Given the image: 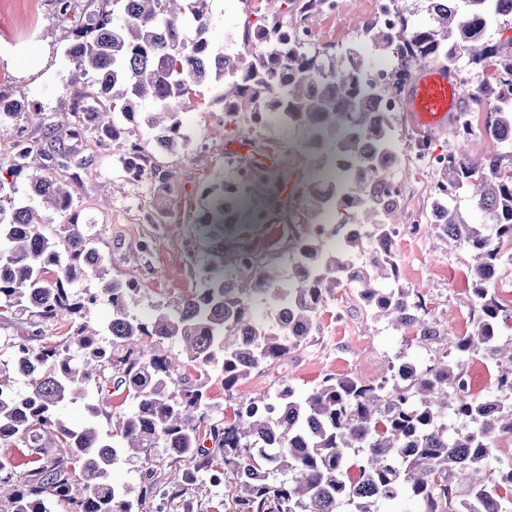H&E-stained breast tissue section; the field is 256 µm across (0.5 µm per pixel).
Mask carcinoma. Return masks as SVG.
Masks as SVG:
<instances>
[{"mask_svg":"<svg viewBox=\"0 0 512 512\" xmlns=\"http://www.w3.org/2000/svg\"><path fill=\"white\" fill-rule=\"evenodd\" d=\"M325 0H297L288 24L311 22ZM88 27L72 33L66 50L70 69L64 90L83 84L89 93L73 99L71 139L90 128L115 143L123 127L114 113L144 124L155 144L174 151L186 146L178 109L212 82L223 83L224 111L260 106L287 115L304 128L309 142L321 145L318 165L338 182L330 195L305 192L303 204L315 222L333 209L342 222L373 226L382 236L391 224L405 221L401 205L368 192L371 180L398 164L393 156V113L371 105L381 94L401 93L409 66L436 61L459 48L472 70L497 65L512 69V39L492 35L487 15L512 18V0H388L396 17L392 27L366 25L367 40L401 61L387 82L376 87L368 78V60L351 46L320 57L278 45L280 21L262 20L263 44L245 35V51L229 53L211 39L210 0H105ZM491 104L479 137L512 142V84L490 87ZM152 110H142L144 103ZM24 102L0 91V122L27 114ZM466 142L448 148V165L437 169L442 202L426 232L451 249H467L474 262L467 273L475 315L473 329L454 342L458 359L434 358L390 363L376 383L329 375L304 392L285 385L234 401L236 388L268 362L285 360L317 330L324 298L344 284L342 273L356 263L351 285L375 321H383L415 341L429 345L445 334L427 318L424 295L399 283L394 258L370 250L362 261L320 239L292 240L302 253L283 281L265 264L251 236L225 232L224 206L229 191L220 183L207 191V224L220 231L214 251L232 254L235 272L208 266L194 293L147 318L134 313L138 289L108 279L109 261L96 247L94 225L72 211L74 191L47 174L28 173L31 150L15 143L0 158V320L19 313L32 324L61 312L77 317L72 333L53 346L34 345L39 330L14 338V359L0 360V445L22 446L36 454L23 483L0 462V512H51L65 502L70 512H141L157 504L159 491L194 512L193 493L203 475L224 484L225 512H378L380 504L411 496L422 512H508L512 469L492 476L498 438L512 436V342L497 340L500 322L512 317L489 287L491 272L505 259L503 243L512 245V161L495 152L479 157ZM120 160L126 170L147 176L144 147L125 144ZM353 158L344 175L334 159ZM253 168L251 191L277 198L278 177L265 164ZM463 195L468 209L458 205ZM68 212V223L49 230L44 212ZM92 277L97 287L81 294L75 283ZM107 296L112 318L101 332L84 313ZM286 307L282 323L252 316L256 299ZM184 344L185 358L168 355L166 344ZM486 352L497 370L491 396L462 391V358ZM220 367L231 417L209 421L206 387L209 368ZM111 370L114 384L134 402L129 413L115 416L109 437L91 423L75 425L60 407L101 387ZM194 370L192 376L189 370ZM23 384L25 393L16 392ZM217 445L220 454L205 448ZM166 448L192 461L176 478H155L147 467L138 488L116 487L109 469L124 453L145 454ZM468 481L457 491L459 478Z\"/></svg>","mask_w":512,"mask_h":512,"instance_id":"1","label":"carcinoma"}]
</instances>
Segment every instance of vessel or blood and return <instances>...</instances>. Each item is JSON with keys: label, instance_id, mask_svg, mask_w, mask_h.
Listing matches in <instances>:
<instances>
[{"label": "vessel or blood", "instance_id": "vessel-or-blood-1", "mask_svg": "<svg viewBox=\"0 0 512 512\" xmlns=\"http://www.w3.org/2000/svg\"><path fill=\"white\" fill-rule=\"evenodd\" d=\"M462 95L455 75L444 63L418 67L408 79L402 107L421 130H446L456 119Z\"/></svg>", "mask_w": 512, "mask_h": 512}]
</instances>
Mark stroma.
<instances>
[{
  "label": "stroma",
  "mask_w": 512,
  "mask_h": 512,
  "mask_svg": "<svg viewBox=\"0 0 512 512\" xmlns=\"http://www.w3.org/2000/svg\"><path fill=\"white\" fill-rule=\"evenodd\" d=\"M79 3L75 13L61 17L55 12L54 0H0V90L40 111L37 120L24 118L16 128L0 130V156L9 154L18 132L35 147L32 167L41 164V152L53 154V177L74 184V208L80 220L94 225L98 248L112 260V278L137 282L136 311L145 316L192 293L203 268L214 260L202 231L207 188L230 180L245 159H255L286 175L283 218L303 224L307 215L304 207L295 205L291 188L313 177L317 162L305 148L307 134L302 128L276 121L257 127L247 112L228 120L220 98L222 89L216 83L198 87L181 110L193 118L192 124L183 127L187 147L150 152L148 163L159 169V177L130 182L118 156L96 133H85L79 144H72L68 131L74 121V95L62 86L68 74L65 49L71 31L87 25L102 9L103 0ZM210 8L211 35L217 45L225 46L245 27L256 26L264 13L287 15L290 2L210 0ZM374 13L375 0H345L341 18L321 15L316 24L320 31L317 50L333 53L354 44L359 27L371 21ZM204 137L209 138L210 149L197 151L195 141ZM285 138L296 144L295 151L287 155L276 149ZM394 252L402 282L421 288L430 316L446 336L465 335L472 320L466 279L472 254L437 248L428 235L406 238ZM319 325L309 343L287 361L254 372L238 387V394L271 392L283 383L305 391L330 374L374 382L399 354L424 364L435 355L421 344H407L400 332L385 323L371 320L350 285L327 298ZM151 459L159 461V472L166 478L184 467L183 461L156 448L150 456L114 463L111 482L138 486Z\"/></svg>",
  "instance_id": "1"
}]
</instances>
